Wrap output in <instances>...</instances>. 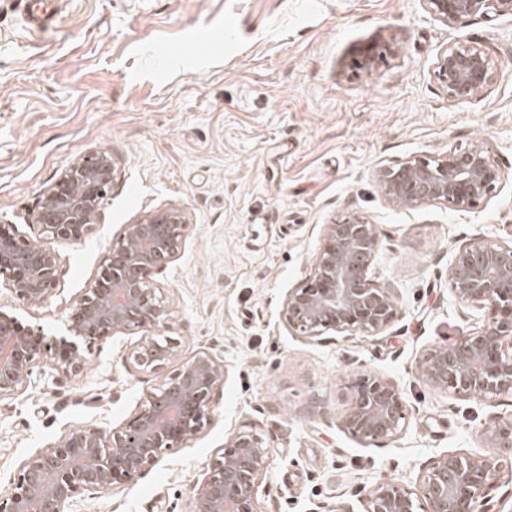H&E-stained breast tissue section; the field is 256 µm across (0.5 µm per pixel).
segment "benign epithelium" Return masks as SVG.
Wrapping results in <instances>:
<instances>
[{"label":"benign epithelium","instance_id":"1","mask_svg":"<svg viewBox=\"0 0 512 512\" xmlns=\"http://www.w3.org/2000/svg\"><path fill=\"white\" fill-rule=\"evenodd\" d=\"M427 11L451 27L463 17L494 20L512 16V0H423ZM502 67L474 42L456 38L437 56L434 72L449 102L477 99L496 83ZM115 177L110 153L77 157L43 193L38 209L23 217L37 233L31 240L17 225L0 224V277L31 307L45 303L56 287L58 253L45 240L81 243L102 223L107 189ZM374 179L396 205L443 203L457 211L488 199L504 179L488 146L476 141L437 156H412L383 165ZM187 214L171 208L126 224L118 247L85 292L69 307L64 333L45 332L0 305V401L22 393L34 368L48 365L77 375L85 354L110 335L165 325L168 308L152 276L174 261L189 233ZM380 247L376 225L358 212L323 225V245L302 286L288 290L280 318L311 339L327 329L379 336L398 318L395 289L368 278ZM448 282L459 302L487 308V328L459 337L448 347L423 351L418 376L446 394L494 399L512 393V237L480 236L459 249L448 267ZM143 372L174 365L147 391L126 421L106 430L96 423L65 435L25 460L10 490L0 494V512H74L83 491L108 492L132 480L199 430L215 388L224 381V362L205 349L185 357L168 336H143L129 352ZM342 423L372 439H392L405 428L407 406L398 385L378 375L361 376L347 387ZM488 439L512 446V422L497 424ZM271 448L264 434L237 430L225 438L188 512H261L258 479ZM502 461L444 453L434 458L418 485L410 488L385 476L361 496L360 512H479L486 490L498 480Z\"/></svg>","mask_w":512,"mask_h":512}]
</instances>
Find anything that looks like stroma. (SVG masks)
<instances>
[{"label":"stroma","instance_id":"35a3bbf8","mask_svg":"<svg viewBox=\"0 0 512 512\" xmlns=\"http://www.w3.org/2000/svg\"><path fill=\"white\" fill-rule=\"evenodd\" d=\"M50 31L0 0V220L37 209L75 158L109 151L117 174L103 222L83 242L56 244L57 286L32 307L0 287V305L49 330L107 262L124 225L171 207L191 225L178 257L154 274L169 310L161 335L184 354L207 349L224 382L181 448L76 512H188L224 439L254 427L271 457L262 512L357 504L392 475L415 481L444 452L512 459L488 429L512 421V394L446 395L416 373L420 354L487 328L461 304L448 268L477 235L512 231V18L448 27L422 0H66ZM502 66L482 98L449 103L434 61L450 38ZM376 57L359 62L368 47ZM483 141L505 179L459 212L395 205L373 171L415 155ZM360 212L380 248L369 270L397 288L399 315L382 335H294L280 306L308 277L322 227ZM143 329L97 342L80 375L38 376L0 401V491L21 462L89 423L128 419L161 374L128 353ZM379 375L406 399L405 429L372 440L341 422L344 383Z\"/></svg>","mask_w":512,"mask_h":512}]
</instances>
